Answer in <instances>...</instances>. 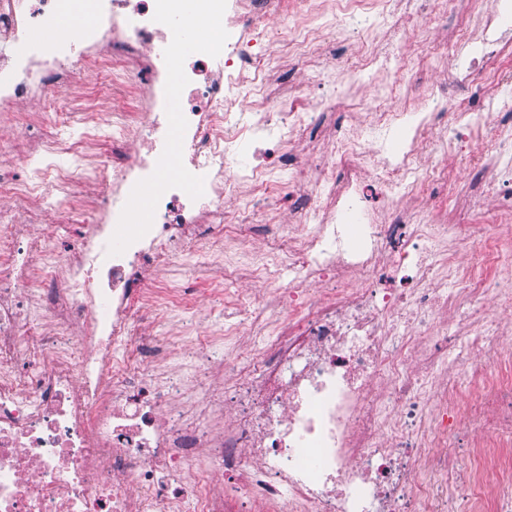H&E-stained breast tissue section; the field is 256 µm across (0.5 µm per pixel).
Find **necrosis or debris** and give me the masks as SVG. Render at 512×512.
Wrapping results in <instances>:
<instances>
[{
    "label": "necrosis or debris",
    "mask_w": 512,
    "mask_h": 512,
    "mask_svg": "<svg viewBox=\"0 0 512 512\" xmlns=\"http://www.w3.org/2000/svg\"><path fill=\"white\" fill-rule=\"evenodd\" d=\"M75 2L0 0V112L65 85L64 118L81 129L76 140L50 133L31 143L37 165L28 156L0 164L9 201L0 208V512H252L258 503L267 512H512V351L486 355L498 324L484 317L429 326L437 312L472 311L486 298L512 308V289L487 278L512 266V234L493 217L421 224L402 207L449 184L444 156L483 192L486 173L500 184L512 176V126L481 121L482 110L512 106V68L489 65L507 45L492 36L482 0H467L477 22L446 46L478 43L480 58L451 82L427 83L414 63L369 43L351 64L355 83L319 102L350 122L333 130L330 154L293 165V180L315 178L293 201L301 236L255 223L269 173L236 161L257 130L274 126L290 142L313 119L277 108L254 62L260 25L284 14L286 0H224L223 39L187 57L176 79L167 57L187 40L189 12L173 0H92L95 20L76 40L34 38ZM92 67L111 70L138 110L91 121L78 86ZM241 84L254 90L246 124L226 95ZM366 86L361 135L354 101ZM398 126L404 148L385 155ZM130 131L132 162L96 158L104 139ZM162 171L171 178L141 215L133 192ZM240 180L261 195L243 223L228 224L224 200ZM89 183L96 197L85 196ZM50 215L79 228L62 269L32 231ZM203 224L225 243L266 239L262 259L225 264V285L277 288L288 272L325 290L306 304L292 293L274 304L253 297L255 310L284 314L282 332L254 360L225 364L232 385L220 390L206 384L187 335L183 374L156 378L148 363L175 350L143 332L185 309V291L145 283L172 274ZM464 362L467 390L436 384L439 370ZM463 428L475 444L459 465L444 448ZM462 481L460 502L451 489Z\"/></svg>",
    "instance_id": "obj_1"
}]
</instances>
